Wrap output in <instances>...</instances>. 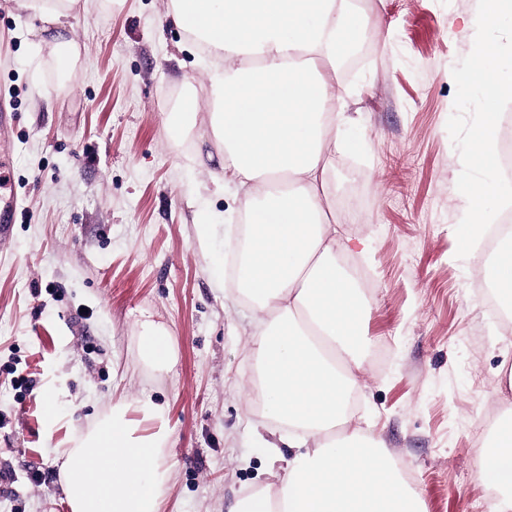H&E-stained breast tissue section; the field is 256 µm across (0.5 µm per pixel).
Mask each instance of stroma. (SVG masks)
<instances>
[{"label": "stroma", "mask_w": 512, "mask_h": 512, "mask_svg": "<svg viewBox=\"0 0 512 512\" xmlns=\"http://www.w3.org/2000/svg\"><path fill=\"white\" fill-rule=\"evenodd\" d=\"M475 0H349L368 52L337 71L356 119L332 157L356 174L336 219L368 308L357 354L367 385L354 420L395 455L425 512H487L483 428L512 392V325L487 307L486 251L456 258L460 155L446 124L449 65L471 51ZM168 0H76L46 24L0 0V94L13 121L0 156L19 206L0 236V512H69L59 458L119 396L166 409L172 465L162 512H230L274 483L292 449L254 390L259 315L216 282L244 191L217 192L207 67ZM81 49L57 68L51 38ZM387 50H380V40ZM194 118L180 125L183 96ZM208 227L211 250L198 243ZM170 332L176 355L139 361L136 322Z\"/></svg>", "instance_id": "stroma-1"}]
</instances>
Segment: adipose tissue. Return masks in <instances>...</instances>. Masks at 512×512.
<instances>
[{
    "label": "adipose tissue",
    "instance_id": "obj_1",
    "mask_svg": "<svg viewBox=\"0 0 512 512\" xmlns=\"http://www.w3.org/2000/svg\"><path fill=\"white\" fill-rule=\"evenodd\" d=\"M172 17L206 52L210 126L224 155L217 189L251 185L252 229L240 282L268 315L252 342L271 416L294 450L276 488L241 498L233 512H424L378 437L355 426L346 400L363 384L356 345L367 308L338 266L346 245L332 222L330 155L351 125L336 86V47L364 37L347 0H171ZM138 357L173 356L165 330L138 321ZM155 429H148V422ZM162 407L121 398L65 452L72 512H162L169 467ZM495 494L512 512V422L481 451Z\"/></svg>",
    "mask_w": 512,
    "mask_h": 512
}]
</instances>
